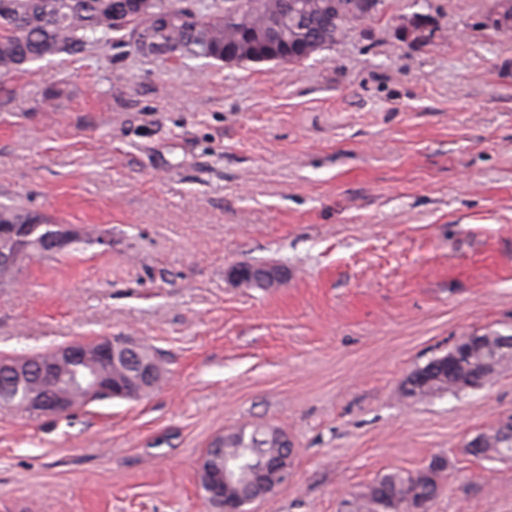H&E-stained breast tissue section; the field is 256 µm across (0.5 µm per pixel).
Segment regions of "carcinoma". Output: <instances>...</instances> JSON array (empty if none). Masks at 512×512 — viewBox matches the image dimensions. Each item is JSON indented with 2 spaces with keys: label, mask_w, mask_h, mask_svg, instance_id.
Masks as SVG:
<instances>
[{
  "label": "carcinoma",
  "mask_w": 512,
  "mask_h": 512,
  "mask_svg": "<svg viewBox=\"0 0 512 512\" xmlns=\"http://www.w3.org/2000/svg\"><path fill=\"white\" fill-rule=\"evenodd\" d=\"M135 0H0V75H17L29 71V65L50 56L73 57L90 48L108 45L133 32L139 42L133 49L143 56H162L177 52L185 60L180 47L193 43L207 49L204 58L224 62L221 47L238 40L244 27H261L268 16L281 12L282 0H263L262 9L244 13L236 9L235 0L177 7L170 0H154L152 14L139 16L132 8ZM355 0H289L288 16L283 24L284 38L291 43L314 42L325 50L343 37L354 23ZM55 220L37 211L0 203L1 224H31ZM495 344L492 337L463 354L458 348L431 358L416 367L405 378L402 393L415 401L441 394L458 396L488 382L474 370L480 357ZM54 350L30 356L21 390L37 389L52 395L58 384L72 381L76 368L60 363L52 377L44 376L36 360H50ZM478 448L465 452L477 459L504 461L512 459V439L493 426L481 432ZM224 448V456L214 461V468L228 470L235 482L224 496L241 500L252 491V480L272 460L291 455V444L279 428H240L216 437ZM447 461L437 458L413 472H393L358 492L349 501L350 512H413L433 504L437 498L441 473Z\"/></svg>",
  "instance_id": "carcinoma-1"
}]
</instances>
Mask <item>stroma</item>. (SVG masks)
Here are the masks:
<instances>
[{"label":"stroma","mask_w":512,"mask_h":512,"mask_svg":"<svg viewBox=\"0 0 512 512\" xmlns=\"http://www.w3.org/2000/svg\"><path fill=\"white\" fill-rule=\"evenodd\" d=\"M495 5L383 0L295 65L115 43L0 77V203L88 230L0 286V356L125 334L168 369L136 401L0 406V512H212L199 459L240 426L294 448L257 512H347L437 457L431 512H512V461L464 451L512 413V362L460 396L401 395L460 338L512 334V34ZM242 263L284 282L241 286Z\"/></svg>","instance_id":"obj_1"}]
</instances>
